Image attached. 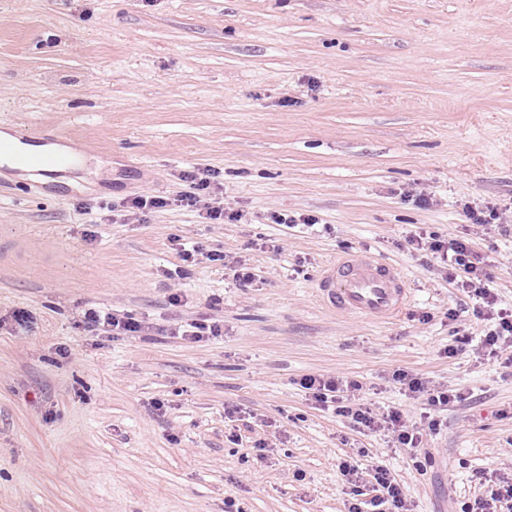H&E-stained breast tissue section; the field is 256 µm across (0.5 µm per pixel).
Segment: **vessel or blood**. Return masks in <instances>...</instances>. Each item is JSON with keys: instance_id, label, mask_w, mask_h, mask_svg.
<instances>
[{"instance_id": "1", "label": "vessel or blood", "mask_w": 512, "mask_h": 512, "mask_svg": "<svg viewBox=\"0 0 512 512\" xmlns=\"http://www.w3.org/2000/svg\"><path fill=\"white\" fill-rule=\"evenodd\" d=\"M318 290L338 312L374 320L398 315L412 293L398 268L371 255L337 259L322 273Z\"/></svg>"}]
</instances>
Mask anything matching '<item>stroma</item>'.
<instances>
[{"label": "stroma", "instance_id": "1", "mask_svg": "<svg viewBox=\"0 0 512 512\" xmlns=\"http://www.w3.org/2000/svg\"><path fill=\"white\" fill-rule=\"evenodd\" d=\"M6 128L86 164L62 184L0 169V512H344L338 465L362 449L412 512H458L489 492L476 471L512 472V376L475 347L444 355L487 323L408 242L469 241L512 306V235L465 214L512 209V0H0ZM205 172L242 221L180 205ZM141 194L169 204L124 223ZM176 237L252 283L185 265ZM360 252L407 276L395 319L320 300L324 267ZM88 308L142 330L90 331ZM192 321L224 331L178 336ZM397 369L465 395L423 474L298 384L353 378L419 420Z\"/></svg>", "mask_w": 512, "mask_h": 512}]
</instances>
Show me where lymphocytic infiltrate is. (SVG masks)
Returning a JSON list of instances; mask_svg holds the SVG:
<instances>
[{
	"instance_id": "obj_1",
	"label": "lymphocytic infiltrate",
	"mask_w": 512,
	"mask_h": 512,
	"mask_svg": "<svg viewBox=\"0 0 512 512\" xmlns=\"http://www.w3.org/2000/svg\"><path fill=\"white\" fill-rule=\"evenodd\" d=\"M189 182L191 189L180 195L181 203L196 208L212 221H241L240 212L226 211L223 201L211 194L209 178L193 174ZM409 243L416 251L435 258L449 283L475 300L474 315L489 323L481 342L483 353L501 367L512 370V309L498 307L496 292L482 266V256L470 247L468 241H450L433 232L411 236ZM392 379L405 393L424 399L428 408L425 421L407 423L396 409L382 414L374 413L363 402L360 396L363 385L357 380L335 375H306L300 379L299 385L320 410H330L347 418L354 428L382 432L391 437L396 447L421 451L424 435L438 430V413L460 402L462 395L459 391L429 384L418 375L400 369L393 372ZM339 470L350 486L345 512H364L368 506L373 507L375 512H409L402 486L383 466L378 465L373 469L374 495L367 502L361 498L365 475L358 461H342Z\"/></svg>"
}]
</instances>
